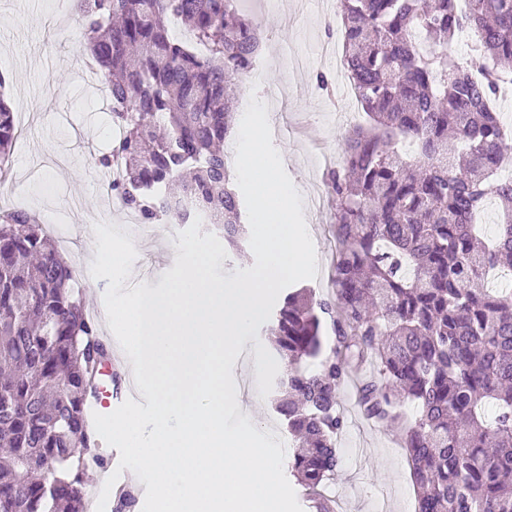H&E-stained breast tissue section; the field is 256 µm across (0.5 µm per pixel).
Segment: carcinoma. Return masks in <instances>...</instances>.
<instances>
[{
	"mask_svg": "<svg viewBox=\"0 0 512 512\" xmlns=\"http://www.w3.org/2000/svg\"><path fill=\"white\" fill-rule=\"evenodd\" d=\"M91 60L105 73L123 137L97 159L142 224L196 217L239 246L243 201L230 186L224 140L234 92L260 50L261 20L236 0H76ZM343 66L365 123L327 172L335 203L334 296L288 293L276 314L285 365L275 410L299 442L293 469L309 494L339 466L338 392L352 365L363 416L401 426L417 512H512V180L495 105L512 81V0H336ZM177 18L200 54L170 35ZM465 28L471 66L438 54ZM17 138L0 97V167ZM496 200L497 229L477 227ZM330 328L332 345L323 343ZM107 346L75 291L72 270L38 218L0 219V512H85L95 448L90 408ZM416 405L398 412L402 399ZM131 487L114 512H133Z\"/></svg>",
	"mask_w": 512,
	"mask_h": 512,
	"instance_id": "carcinoma-1",
	"label": "carcinoma"
}]
</instances>
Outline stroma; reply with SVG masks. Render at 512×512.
I'll return each mask as SVG.
<instances>
[{
	"label": "stroma",
	"instance_id": "1",
	"mask_svg": "<svg viewBox=\"0 0 512 512\" xmlns=\"http://www.w3.org/2000/svg\"><path fill=\"white\" fill-rule=\"evenodd\" d=\"M245 14L262 22V51L238 88V107L250 97L267 105L272 144L302 196V211L317 255V277L307 288L333 293L335 241L332 195L325 181L326 161L340 157L354 124L362 122L360 105L349 102L341 87L335 56L323 55L319 43L342 44L335 0H238ZM83 25L74 0H0V95L11 106L20 134L9 159L13 189L0 191V211L27 210L43 224L68 228L74 244L71 264L95 261L92 225L112 224L139 255L130 285L157 288L179 254L180 225L160 224L145 238L133 216L110 210L105 181L96 159L112 146V120L97 81L87 67ZM328 88H320L317 75ZM271 323L257 337L246 338L232 375L245 396L258 391V344H269ZM359 370L341 387L338 403L346 426L337 438L342 463L325 480L323 495L340 512H416V491L400 433L367 421L358 406Z\"/></svg>",
	"mask_w": 512,
	"mask_h": 512
}]
</instances>
